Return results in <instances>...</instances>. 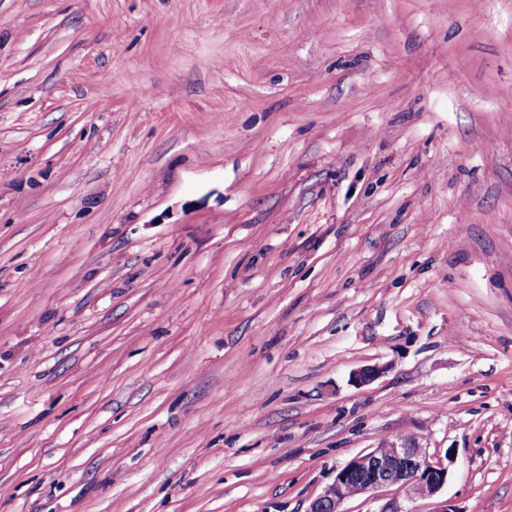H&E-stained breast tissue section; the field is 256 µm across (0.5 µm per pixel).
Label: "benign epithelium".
<instances>
[{"mask_svg":"<svg viewBox=\"0 0 512 512\" xmlns=\"http://www.w3.org/2000/svg\"><path fill=\"white\" fill-rule=\"evenodd\" d=\"M447 479L448 466L430 456L418 438L400 436L346 463L307 512H342L344 501L387 488L408 496H431Z\"/></svg>","mask_w":512,"mask_h":512,"instance_id":"1","label":"benign epithelium"}]
</instances>
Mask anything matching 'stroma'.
Returning a JSON list of instances; mask_svg holds the SVG:
<instances>
[{
  "instance_id": "35a3bbf8",
  "label": "stroma",
  "mask_w": 512,
  "mask_h": 512,
  "mask_svg": "<svg viewBox=\"0 0 512 512\" xmlns=\"http://www.w3.org/2000/svg\"><path fill=\"white\" fill-rule=\"evenodd\" d=\"M399 435L402 512H512V0H0V512H307ZM448 479V465L434 461L417 437L386 440L343 466L307 512H343L344 501L394 489L407 496H431Z\"/></svg>"
}]
</instances>
